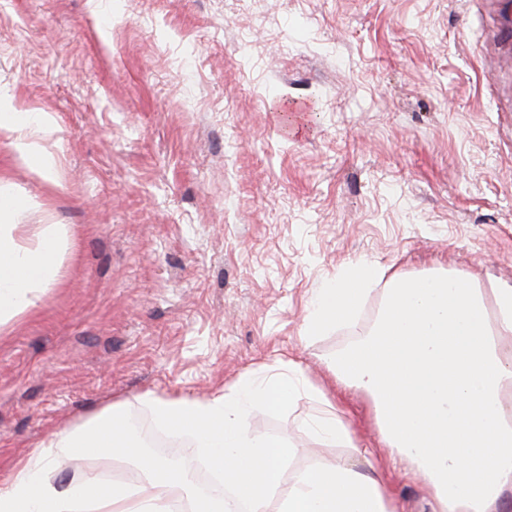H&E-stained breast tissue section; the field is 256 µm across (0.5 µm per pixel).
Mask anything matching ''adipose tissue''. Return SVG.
Returning a JSON list of instances; mask_svg holds the SVG:
<instances>
[{
  "label": "adipose tissue",
  "instance_id": "1",
  "mask_svg": "<svg viewBox=\"0 0 512 512\" xmlns=\"http://www.w3.org/2000/svg\"><path fill=\"white\" fill-rule=\"evenodd\" d=\"M46 112H1L0 132L17 156L44 176L54 172L28 128L47 131ZM26 198L0 188V325L32 309L56 276L62 237L44 225L37 243L11 223ZM384 302L371 329L327 362L330 376L368 401L380 443L426 481L432 512H502L512 493V286L482 287L468 274L433 269L384 274L376 264L351 263L316 289L301 325L303 338L350 317L373 286ZM322 403L309 418L323 445H351V432L325 389L299 369L251 371L208 398L148 395L156 422L187 432L224 495L197 488L194 471L147 454L128 434L112 404L79 427L52 434L0 486V512H394L382 478L355 465L323 462L283 474L296 450L289 437H264L249 427L253 411L290 406L299 393ZM117 456L140 478L115 485L91 473L66 484L55 473L67 460Z\"/></svg>",
  "mask_w": 512,
  "mask_h": 512
}]
</instances>
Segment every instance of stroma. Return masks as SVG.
I'll use <instances>...</instances> for the list:
<instances>
[{"mask_svg":"<svg viewBox=\"0 0 512 512\" xmlns=\"http://www.w3.org/2000/svg\"><path fill=\"white\" fill-rule=\"evenodd\" d=\"M498 23L491 0H0V99L57 120L52 179L0 134V182L28 196V238L67 239L36 307L0 327V483L108 405L150 424L145 394L210 397L289 359L355 442L316 443L304 394L253 413L290 436L289 472L371 448L396 512H432L324 367L382 288L349 322L300 327L347 262L512 285Z\"/></svg>","mask_w":512,"mask_h":512,"instance_id":"stroma-1","label":"stroma"}]
</instances>
